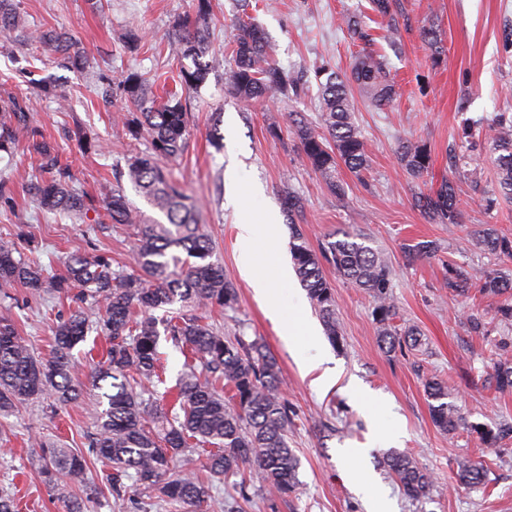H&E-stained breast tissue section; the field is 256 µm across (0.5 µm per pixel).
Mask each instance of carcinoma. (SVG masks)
<instances>
[{"label": "carcinoma", "instance_id": "obj_1", "mask_svg": "<svg viewBox=\"0 0 512 512\" xmlns=\"http://www.w3.org/2000/svg\"><path fill=\"white\" fill-rule=\"evenodd\" d=\"M210 0H195V9L174 21L169 44L177 58L194 60L207 50V19ZM0 29L20 31V42L33 40L61 55L74 67L85 64L83 55L71 52L69 37L52 30L25 31L13 0H0ZM265 32L256 24L239 27L232 49L235 66L229 78L234 95L245 101L268 94L288 95L299 80L279 67L267 52ZM206 69L182 66L179 85L193 88L206 77ZM356 85L375 106L384 109L395 96L385 60L362 52L344 79L329 75L322 84V127L318 132L300 118L293 119L303 162L319 173L333 189L336 166L344 163L354 172L368 165L364 138L354 124L349 88ZM122 90L136 110L128 132L133 139L147 134L151 150L132 155L126 163L127 178L133 187L167 223L149 221L133 209L124 188L112 185L100 193L106 216L114 224L133 228L138 238L132 272L112 270V258L105 254L72 255L66 261L67 274L50 279L42 265L24 257L13 241H0V287L15 283L38 293H62L81 289V300L92 298L103 304L99 324L109 340L103 364L95 368L93 385L101 390L107 407L97 417V433L91 452L109 473L106 480L116 497L129 490L143 489L167 504L199 507L210 498L209 486L197 474L177 465L190 451L209 447L202 464L209 475L219 478L254 471L255 477L279 496H286L296 485L299 459L290 448L288 433L292 423L288 402L280 391L276 359L263 346L242 339L228 340L211 324L202 322L198 311L232 308L237 288L224 274V266L212 260L213 243L197 223L196 215L180 187L166 175L161 160L182 155L187 145L190 115L178 94L161 104L149 94L148 80L137 72L124 78ZM35 135L29 126L25 105L15 97L0 104V152L13 153L20 140ZM484 141L496 155L498 190L512 199V120L500 118L487 127ZM41 168L48 177L31 186L37 204L48 211L63 212L74 219H87L93 199L73 186L69 168L58 163L49 144L37 146ZM397 157L412 177L428 172L431 162L427 147L406 140ZM480 172L473 169L463 178L448 180L433 194L415 197V205L431 220L456 224L460 215L462 184L478 185ZM476 245L499 257L512 260V239L487 229L475 233ZM182 249L187 258L171 252ZM291 254L294 270L307 291L314 312L322 321L328 340L341 339L336 318V296L323 275L329 264L353 286L373 300L376 320L384 325L380 342L392 350L404 342L420 345L413 326L403 333L385 327L395 315L391 294V271L377 249L366 239L349 234L327 239L320 251L310 248L303 234L292 233ZM482 292L506 296L497 314L512 321V276L495 272L488 275ZM180 304L177 309L174 304ZM91 308L77 307L59 321L53 331L52 353L39 360L19 336L14 324L0 319V413L16 404L49 396L61 405L78 401V372L73 356L75 346L84 340ZM167 336L179 351L198 362L201 371L185 363L176 386L173 409L160 404L154 390L160 378L161 336ZM496 385L512 388V362L498 363ZM425 392L432 400L431 416L443 431L453 433L463 422L447 384L432 380ZM484 445L499 447L512 438V423L496 428L476 426ZM50 466L42 471L45 484L59 486L86 484L81 458L69 448L43 449ZM383 463L403 494L413 500L425 497L432 477L406 454L391 451ZM457 480L476 486L481 468L468 459L457 462Z\"/></svg>", "mask_w": 512, "mask_h": 512}]
</instances>
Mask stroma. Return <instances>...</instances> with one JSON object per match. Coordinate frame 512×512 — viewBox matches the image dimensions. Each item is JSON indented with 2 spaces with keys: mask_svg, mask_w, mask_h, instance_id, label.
<instances>
[{
  "mask_svg": "<svg viewBox=\"0 0 512 512\" xmlns=\"http://www.w3.org/2000/svg\"><path fill=\"white\" fill-rule=\"evenodd\" d=\"M18 2L27 25L66 33L87 64L80 70L65 67L41 46L21 45L1 30L0 99L23 97L38 140L54 148L77 187L99 196L103 186L120 179L132 151L150 147L146 138L130 146L125 135L128 107L121 81L127 73L142 74L152 81L160 101L176 90L170 74L181 62L171 53L168 33L179 16L191 11L192 0ZM391 2L387 17L374 12L370 0H211L208 74L198 89L181 93L191 114L190 136L183 155L166 168L197 208L213 240V257L238 290L234 308L208 311L207 320L226 337L259 342L275 356L293 411L289 444L300 468L294 491L281 498L269 496L255 480L245 499L235 478L214 482L210 504L201 512H366L343 470V455L350 448L365 449L360 467L393 500L396 512H512V439L491 453L472 430L476 424L512 422V390L499 391L495 382L498 363L512 360V323L499 320L498 297L480 290L489 271L512 272V262L474 243L475 232L485 227L512 237V201L497 192L492 155L464 135L465 128H485L499 115L512 117V0ZM349 16L360 17L368 42L350 39L343 24ZM242 20L262 27L271 57L301 76L299 94L246 103L230 92L231 51ZM427 27L437 32L438 50L424 40ZM133 28L141 38L135 52L126 46ZM364 48L384 57L396 95L387 111L379 112L360 90H352L353 119L364 136L369 165L358 173L338 166L336 181L343 190L337 193L302 163L288 115L294 112L319 125L317 71L324 67L349 74ZM44 83L54 87V95H44ZM406 139L424 143L431 153L422 178H412L397 162L398 144ZM457 158L467 168L481 170V182L463 196L459 223H431L414 207L413 198L433 193L443 180L455 177L452 163ZM230 169L239 171L245 188L236 204L225 180ZM2 177L11 201L0 204V236L26 232L31 256L46 276H64L67 256L95 251L109 253L113 269H128L136 248L132 234L113 232L107 221L91 232L65 214L38 207L27 191L43 177L33 146H20L11 155L0 152ZM288 191L304 203L293 220L282 205ZM267 211L276 214L286 244L296 228L315 250L334 232L369 239L392 271V324L416 326L421 346L382 348L372 299L324 265L336 295L341 340L322 346L338 382L329 390H316L299 369L313 349L303 339L287 345L240 270L236 224L247 214ZM427 241L436 243V251L409 261L408 249ZM451 265L467 274L468 292L446 288L444 275ZM74 307V293L39 300L16 284L8 298H0V318L14 323L35 356L45 358L53 325ZM474 311L484 321L478 333L467 320ZM106 347L93 324L74 348L83 383L78 403L60 406L47 397L0 415V492L13 495L20 512L67 510L68 494L49 490L41 479L45 461L36 445L41 438L76 449L85 458L86 485L93 492L87 512H177L145 494L133 500L113 497L106 470L91 453L103 405L90 371L104 359ZM433 379L448 382L451 401L467 422L455 433L441 431L431 418L425 384ZM390 451L410 455L432 474L427 497L414 501L403 495L381 464ZM462 457L482 465L483 485L457 484Z\"/></svg>",
  "mask_w": 512,
  "mask_h": 512,
  "instance_id": "obj_1",
  "label": "stroma"
}]
</instances>
